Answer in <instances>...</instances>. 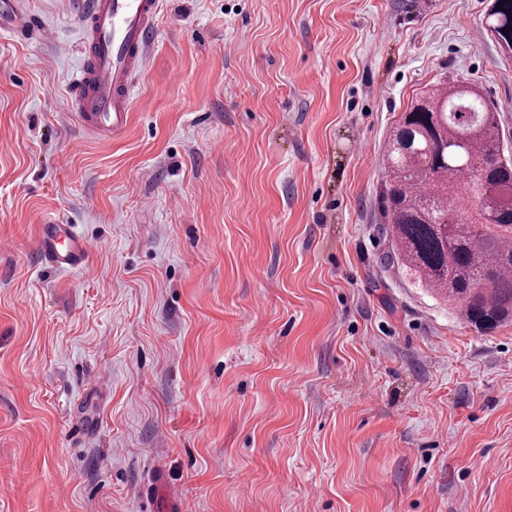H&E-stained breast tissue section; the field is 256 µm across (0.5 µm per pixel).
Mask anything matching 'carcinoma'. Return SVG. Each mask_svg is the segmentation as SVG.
Masks as SVG:
<instances>
[{"label":"carcinoma","mask_w":512,"mask_h":512,"mask_svg":"<svg viewBox=\"0 0 512 512\" xmlns=\"http://www.w3.org/2000/svg\"><path fill=\"white\" fill-rule=\"evenodd\" d=\"M487 29L512 52V0ZM382 203L395 255L415 282L480 331L512 320V158L476 86L424 93L387 140Z\"/></svg>","instance_id":"carcinoma-1"}]
</instances>
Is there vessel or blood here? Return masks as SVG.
Returning a JSON list of instances; mask_svg holds the SVG:
<instances>
[{
    "mask_svg": "<svg viewBox=\"0 0 512 512\" xmlns=\"http://www.w3.org/2000/svg\"><path fill=\"white\" fill-rule=\"evenodd\" d=\"M160 0H90L81 16L84 64L78 91L67 100L84 127L94 133L121 131L131 110L137 72L143 67L155 35ZM46 260L62 269L80 266L89 251L87 241L70 224L42 228ZM162 472H154L151 499L159 512H184L181 498L166 493Z\"/></svg>",
    "mask_w": 512,
    "mask_h": 512,
    "instance_id": "1",
    "label": "vessel or blood"
}]
</instances>
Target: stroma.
Instances as JSON below:
<instances>
[{
  "label": "stroma",
  "instance_id": "obj_1",
  "mask_svg": "<svg viewBox=\"0 0 512 512\" xmlns=\"http://www.w3.org/2000/svg\"><path fill=\"white\" fill-rule=\"evenodd\" d=\"M0 16V512H512V323L392 260L384 149L479 86L493 0H162L118 134L62 103L81 0ZM50 37H43V30ZM90 245L63 272L40 226ZM165 478L160 470H155L151 479V499L156 509L165 510L164 512H184L182 499L176 495L164 491Z\"/></svg>",
  "mask_w": 512,
  "mask_h": 512
}]
</instances>
